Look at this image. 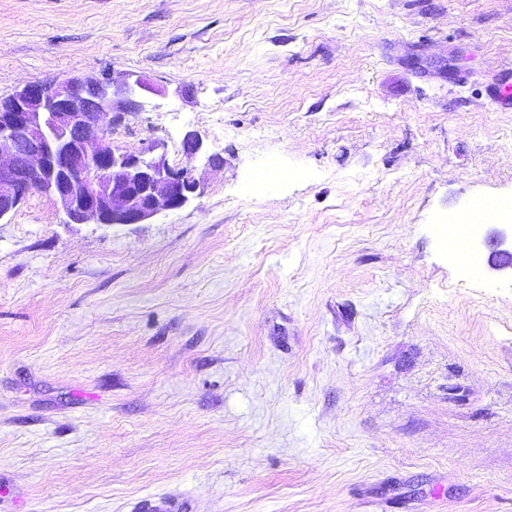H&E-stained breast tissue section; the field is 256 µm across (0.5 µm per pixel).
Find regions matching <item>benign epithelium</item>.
Instances as JSON below:
<instances>
[{"mask_svg": "<svg viewBox=\"0 0 512 512\" xmlns=\"http://www.w3.org/2000/svg\"><path fill=\"white\" fill-rule=\"evenodd\" d=\"M158 89L145 76L115 82L109 77H72L61 83L31 82L0 106V219L29 195L45 192L60 204L68 224H143L183 209L204 193L191 166L169 163L165 144L152 141L137 151L114 145L111 125L142 111ZM183 151H203L201 137L188 132ZM505 233L485 240L489 262L512 270Z\"/></svg>", "mask_w": 512, "mask_h": 512, "instance_id": "obj_1", "label": "benign epithelium"}]
</instances>
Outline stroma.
I'll list each match as a JSON object with an SVG mask.
<instances>
[{
	"label": "stroma",
	"instance_id": "1",
	"mask_svg": "<svg viewBox=\"0 0 512 512\" xmlns=\"http://www.w3.org/2000/svg\"><path fill=\"white\" fill-rule=\"evenodd\" d=\"M102 75L204 193L0 220V512H512V273L442 229L512 200V0H0V99Z\"/></svg>",
	"mask_w": 512,
	"mask_h": 512
}]
</instances>
